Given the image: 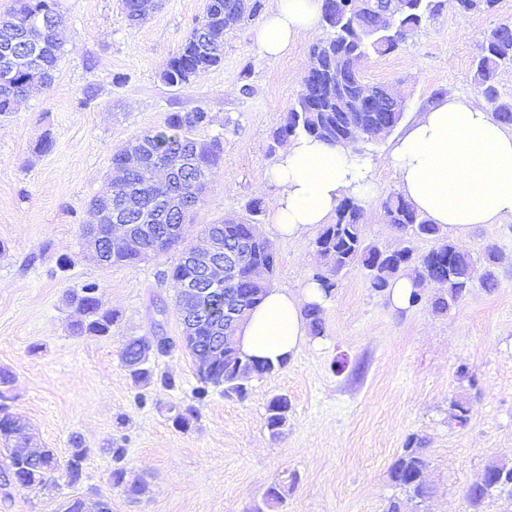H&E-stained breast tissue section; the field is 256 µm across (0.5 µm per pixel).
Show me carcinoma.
<instances>
[{
    "mask_svg": "<svg viewBox=\"0 0 512 512\" xmlns=\"http://www.w3.org/2000/svg\"><path fill=\"white\" fill-rule=\"evenodd\" d=\"M344 0H324L322 25L330 31V36L318 40L311 48L310 55L327 62L330 53L338 50L346 55L369 56L385 55L397 50L411 39L421 28L424 18L434 13L439 4L434 0H407L402 13L396 15L391 26L383 32L369 31V18L354 14L343 7ZM455 12L466 17L477 11L493 9L497 0H449ZM238 15L239 22L256 19L261 12L260 0H206L203 16L198 19L190 35L178 51L163 65L159 72L160 80L169 87L182 88L193 83L202 74L220 65L224 60V13ZM59 14L56 0H14L12 8L0 14V34L13 32L23 35L35 32L44 60V71L37 86L47 87L54 80L58 62L61 58L62 42L55 27L34 28L38 18L45 14ZM512 65V24L501 23L485 33L478 43V53L474 58V81L487 101L492 105L495 118L512 126V103L499 100L497 76L504 65ZM28 74L23 72L17 77V87H0V117L8 118L19 110L26 96L20 90L27 81ZM336 95H320L318 86L311 81L302 88L294 102L288 108L283 121L272 133L273 145L295 138L301 134L312 136L330 145L337 144L332 128L336 127ZM364 127L361 132L367 141L374 140L371 127L381 122L397 126L403 113L395 112L384 101L376 100L372 107L363 112ZM210 123L209 113L198 108L190 112L170 114L164 127L154 133L147 132L135 137L128 146L117 149L112 154V165L123 163L127 147H133L143 140L150 147L155 162L129 171L121 183L108 182L104 191L95 196L91 204L104 199L123 197L134 185L141 186L139 210L121 220L123 224L133 225L138 232L141 226L156 223L151 208V194L156 169L163 166L172 171V180L168 191L182 200L190 197L200 203L199 194L206 189L210 178L218 168L223 154L219 140L207 142L209 151L198 159L190 160L191 148L200 139L195 137L197 129ZM382 216L386 223L392 224L405 235L408 241L426 239L433 247L424 254L415 252L412 246L403 248V253L390 255V250L367 240L365 224L366 211L355 195L343 199L336 210L335 222L320 227L312 242L313 249L322 261V269L313 275L325 294H330L334 286L332 279L325 278L323 272L339 273L352 266L359 265L367 271L370 287L379 293L386 291L391 283L402 276L413 280L416 290L411 304L422 299L425 288L439 283L448 292V297L439 296L432 302L434 310L444 312L454 306L474 285L478 284L487 291L498 288L497 270L506 257L495 246H489L484 252L482 266H477L471 252L464 246L448 240L442 228L431 223L426 216L418 212L400 194H390L381 203ZM263 209L257 200L246 206V215L226 217L217 224L205 228V234H218L224 239V247H237L241 240L248 238V230L253 224L262 223ZM191 216L173 214L170 224L183 225L182 233L168 240L169 249L186 251ZM109 255L106 265L134 264L142 257L124 249L119 243L108 242ZM276 268V252L273 244L264 239L243 252L242 272L235 283H227L223 289L236 292L244 298L243 310L253 309L270 288L271 277ZM189 274V267L177 263L169 271L168 278L177 291L176 304L181 308L188 295L181 288V282ZM98 286L86 284L80 290H71L66 294L67 305H74L84 315V319L72 325L76 335L107 336L117 322V314L102 307L97 296ZM323 309L315 304L306 311L311 332L322 333L324 321ZM196 335L183 332L180 340L194 361L196 377L200 386L196 388V398L204 399L209 389H219L226 396L244 399L248 395L245 375L254 370L257 376H271L283 369V365L268 362H256L237 352L233 346H224V342L214 337V327H224V296H217L205 304L196 315ZM156 342L161 354L171 353L178 342L169 336L153 338H135L129 340L120 353L123 366L134 385L151 384L156 374L151 369L136 371L131 369L136 354L149 350L151 342ZM282 395L277 394L268 402L266 427L273 435L280 433L288 422V412L281 409ZM172 419L181 430H187L197 419L198 409L193 404L175 401L171 404ZM0 437L6 442L24 444L29 440L28 426L22 415L13 411L8 397L0 390ZM87 453L81 439H70V451L66 459L59 458L57 450L44 447L30 461L18 455V449L11 448L0 462L3 481L10 485L9 476L15 471L29 475V482L39 486L55 478H68L84 468ZM424 440L410 438L402 452L389 468V479L400 490L404 498L389 500L386 512H408V507L419 508L432 494V486L425 475ZM487 481L481 488H470L466 492L468 506L472 512L485 499L501 493L512 496V466L492 464L486 468ZM110 485L121 490L131 500H137L145 493L144 481L131 475L125 466L113 468L108 476ZM63 512H112V499L99 495L94 499L80 496L72 497L65 503Z\"/></svg>",
    "mask_w": 512,
    "mask_h": 512,
    "instance_id": "carcinoma-1",
    "label": "carcinoma"
}]
</instances>
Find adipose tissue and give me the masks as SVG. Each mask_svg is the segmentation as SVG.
Instances as JSON below:
<instances>
[{
	"label": "adipose tissue",
	"mask_w": 512,
	"mask_h": 512,
	"mask_svg": "<svg viewBox=\"0 0 512 512\" xmlns=\"http://www.w3.org/2000/svg\"><path fill=\"white\" fill-rule=\"evenodd\" d=\"M322 7L323 0H274L255 30L259 53L283 55L319 26ZM379 165L393 168L404 198L445 230L512 218V127L483 105L448 96L429 106L390 154L375 159L309 136L289 141L269 173L279 187L273 224L281 235L297 237L328 223L342 198ZM324 301L314 282L297 296L269 289L232 343L260 361L291 360L309 339L305 309Z\"/></svg>",
	"instance_id": "ef3b65f1"
}]
</instances>
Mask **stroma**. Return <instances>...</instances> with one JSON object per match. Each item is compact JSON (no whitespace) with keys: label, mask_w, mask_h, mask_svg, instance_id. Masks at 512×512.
Here are the masks:
<instances>
[{"label":"stroma","mask_w":512,"mask_h":512,"mask_svg":"<svg viewBox=\"0 0 512 512\" xmlns=\"http://www.w3.org/2000/svg\"><path fill=\"white\" fill-rule=\"evenodd\" d=\"M64 16L61 59L53 84L31 93L12 117L0 120V371L33 442L67 456L72 435L89 450L79 485L48 482L28 491L0 486V512H58L70 496L100 492L112 512H253L271 484L286 501L275 512H384L396 496L388 470L409 436L425 441L436 491L424 512H469L465 493L493 462L512 465V264L499 286L475 287L444 314L428 302L402 310L373 291L361 267L335 276L323 305L324 331L311 337L274 376L252 378L245 399L213 391L195 401L192 358L156 359L154 370L175 378L168 390L136 387L119 352L131 338L182 331L176 290L166 274L179 254L104 267L81 235L89 204L112 170V153L163 126L170 113L200 107L210 125L201 140L220 138L224 152L193 219L190 242L228 215L260 200L270 208L279 188L268 173L277 161L270 133L296 98L310 49L324 29L300 37L282 56L264 58L254 24L224 37V61L190 86L159 79L162 65L203 13L204 0H163L142 24L128 26L120 0H58ZM512 22L497 4L458 16L443 5L396 51L370 55L367 83H401L403 118L393 134L358 142V151L389 153L398 137L432 102L447 95L482 100L473 60L484 32ZM125 84H115V75ZM51 134L53 147L39 142ZM393 169H376L359 198L368 241L390 248L402 239L380 213L399 192ZM277 255L273 287L292 293L310 283L316 267L315 231L295 239L260 226ZM474 257L497 246L512 257V219L478 224L455 235ZM94 283L103 308L117 313L110 336H78L68 291ZM288 395L291 411L279 436L265 427L266 405ZM196 403L190 430L177 429L170 402ZM465 403L466 423L453 417ZM145 474L140 501L113 489L111 449Z\"/></svg>","instance_id":"1"}]
</instances>
